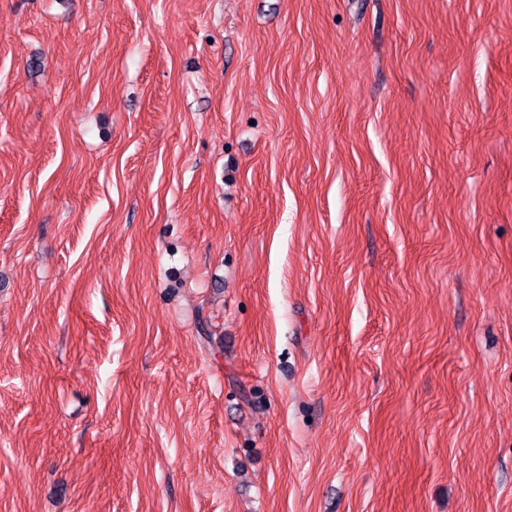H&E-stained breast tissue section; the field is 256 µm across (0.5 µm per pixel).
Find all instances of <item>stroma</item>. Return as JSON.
<instances>
[{
    "mask_svg": "<svg viewBox=\"0 0 512 512\" xmlns=\"http://www.w3.org/2000/svg\"><path fill=\"white\" fill-rule=\"evenodd\" d=\"M0 512H512V0H0Z\"/></svg>",
    "mask_w": 512,
    "mask_h": 512,
    "instance_id": "stroma-1",
    "label": "stroma"
}]
</instances>
